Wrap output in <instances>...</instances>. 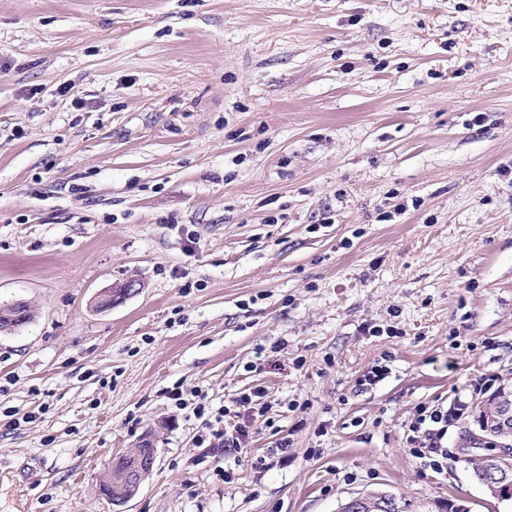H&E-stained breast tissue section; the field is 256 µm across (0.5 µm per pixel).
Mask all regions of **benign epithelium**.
<instances>
[{
  "label": "benign epithelium",
  "instance_id": "7a95c632",
  "mask_svg": "<svg viewBox=\"0 0 512 512\" xmlns=\"http://www.w3.org/2000/svg\"><path fill=\"white\" fill-rule=\"evenodd\" d=\"M478 433L469 434L466 452L472 460L482 462L473 469V476L491 495L502 501L512 499V388L503 387L480 406L474 416ZM488 439L496 442L501 451L493 460L479 453L480 444ZM129 469L112 483L116 492H104V496L115 507L129 502L139 491L141 484L150 475L154 461L144 460L139 453H131ZM393 497L385 493L369 492L352 496L342 503L339 512H374L386 506Z\"/></svg>",
  "mask_w": 512,
  "mask_h": 512
}]
</instances>
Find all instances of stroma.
<instances>
[{
  "label": "stroma",
  "instance_id": "35a3bbf8",
  "mask_svg": "<svg viewBox=\"0 0 512 512\" xmlns=\"http://www.w3.org/2000/svg\"><path fill=\"white\" fill-rule=\"evenodd\" d=\"M18 301L0 512H113L100 481L146 437L124 512H512L462 451L512 386V0H0ZM176 386L262 388L269 417L231 460ZM424 405L454 413L438 473L406 442ZM395 499L385 493L369 492L359 494L341 503L339 512H372V510L384 508L387 503ZM367 509L368 511H364Z\"/></svg>",
  "mask_w": 512,
  "mask_h": 512
}]
</instances>
